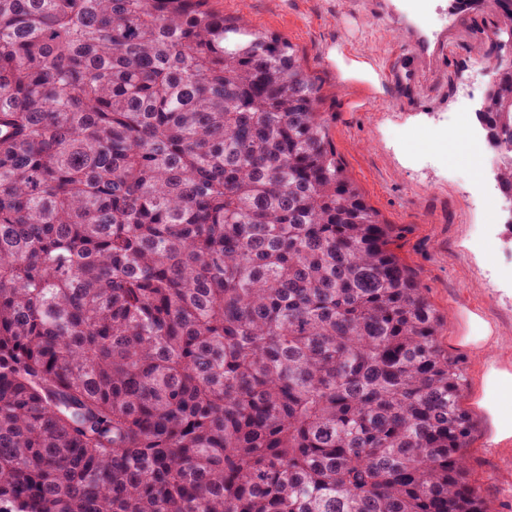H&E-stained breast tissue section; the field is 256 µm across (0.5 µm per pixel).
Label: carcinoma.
I'll return each mask as SVG.
<instances>
[{"mask_svg": "<svg viewBox=\"0 0 512 512\" xmlns=\"http://www.w3.org/2000/svg\"><path fill=\"white\" fill-rule=\"evenodd\" d=\"M321 100L210 0H0V512H488ZM482 121L512 195V71Z\"/></svg>", "mask_w": 512, "mask_h": 512, "instance_id": "cac0c4a2", "label": "carcinoma"}]
</instances>
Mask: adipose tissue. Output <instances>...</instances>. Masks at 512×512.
<instances>
[{"mask_svg": "<svg viewBox=\"0 0 512 512\" xmlns=\"http://www.w3.org/2000/svg\"><path fill=\"white\" fill-rule=\"evenodd\" d=\"M475 403L490 423L491 443L499 447L512 446V415L506 412L512 405V361L494 359L485 365Z\"/></svg>", "mask_w": 512, "mask_h": 512, "instance_id": "ef3b65f1", "label": "adipose tissue"}]
</instances>
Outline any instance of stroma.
I'll use <instances>...</instances> for the list:
<instances>
[{
	"mask_svg": "<svg viewBox=\"0 0 512 512\" xmlns=\"http://www.w3.org/2000/svg\"><path fill=\"white\" fill-rule=\"evenodd\" d=\"M451 0H212L295 48L323 87L320 106L348 176L381 220L397 225L398 253L444 321L438 338L475 380L479 353L460 344L472 309L512 337V228L491 223L501 194L492 178L471 195L476 160L450 149L448 118L475 112L489 78L473 32H490L493 12L465 13ZM367 64L372 79L348 71ZM406 77H397L396 64ZM473 432L466 454L492 512H512V452L489 444V425L464 399Z\"/></svg>",
	"mask_w": 512,
	"mask_h": 512,
	"instance_id": "1",
	"label": "stroma"
}]
</instances>
